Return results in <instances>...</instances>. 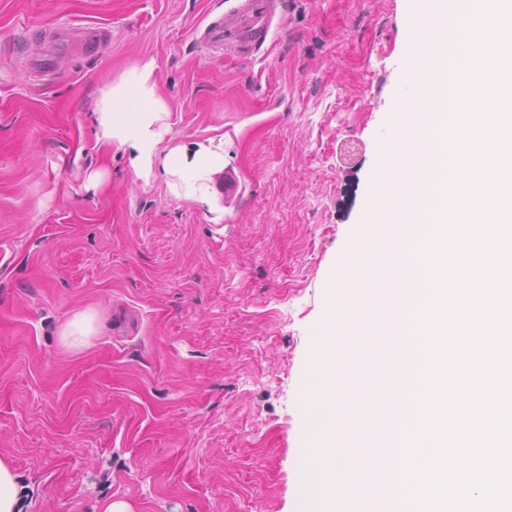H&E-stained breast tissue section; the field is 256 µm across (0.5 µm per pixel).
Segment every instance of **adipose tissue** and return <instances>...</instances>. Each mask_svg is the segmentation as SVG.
<instances>
[{"label": "adipose tissue", "mask_w": 512, "mask_h": 512, "mask_svg": "<svg viewBox=\"0 0 512 512\" xmlns=\"http://www.w3.org/2000/svg\"><path fill=\"white\" fill-rule=\"evenodd\" d=\"M166 111L165 103L155 94L154 64L150 61L128 70L101 95L98 120L103 135L129 152L138 178H148L151 173L157 145L154 125ZM223 165V153L208 148L197 150L190 158L177 155L165 161L167 171L178 175L189 193L207 191V179Z\"/></svg>", "instance_id": "obj_1"}]
</instances>
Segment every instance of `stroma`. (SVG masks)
Wrapping results in <instances>:
<instances>
[{"label":"stroma","mask_w":512,"mask_h":512,"mask_svg":"<svg viewBox=\"0 0 512 512\" xmlns=\"http://www.w3.org/2000/svg\"><path fill=\"white\" fill-rule=\"evenodd\" d=\"M227 8L0 0V459L24 512H303L301 387L414 28L407 0H273L267 42L205 52ZM59 22L101 51L35 80L29 32ZM145 60L168 116L143 180L96 105ZM202 146L224 168L188 196L164 162ZM92 316L83 314L68 322L63 330V339L70 346L78 347L85 343V338L92 331Z\"/></svg>","instance_id":"obj_1"}]
</instances>
